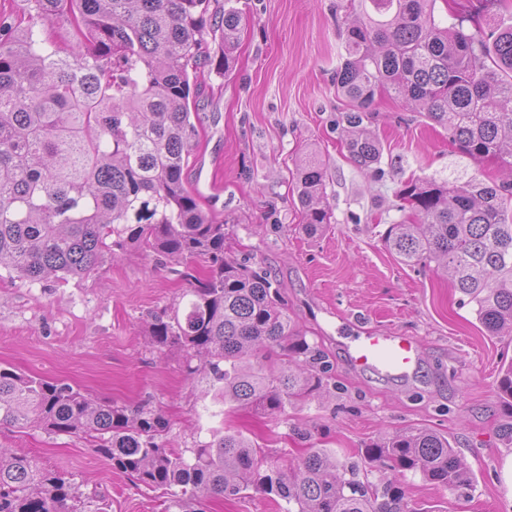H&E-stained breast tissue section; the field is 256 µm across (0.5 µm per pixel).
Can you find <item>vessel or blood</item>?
<instances>
[{
	"instance_id": "b4317fda",
	"label": "vessel or blood",
	"mask_w": 512,
	"mask_h": 512,
	"mask_svg": "<svg viewBox=\"0 0 512 512\" xmlns=\"http://www.w3.org/2000/svg\"><path fill=\"white\" fill-rule=\"evenodd\" d=\"M349 358L361 370L407 380L413 378L421 365V347L410 336L369 332L351 337Z\"/></svg>"
}]
</instances>
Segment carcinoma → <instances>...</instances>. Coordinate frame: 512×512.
Masks as SVG:
<instances>
[{
    "label": "carcinoma",
    "mask_w": 512,
    "mask_h": 512,
    "mask_svg": "<svg viewBox=\"0 0 512 512\" xmlns=\"http://www.w3.org/2000/svg\"><path fill=\"white\" fill-rule=\"evenodd\" d=\"M28 18L0 20V269L29 282L89 275L129 249L203 256L169 312L152 317L159 349L182 352L188 378L204 368L222 403L271 417L330 385L333 363L306 339L260 268L224 251V225L203 210L183 172L208 39L232 64L241 17L209 0H29ZM336 70L350 102L338 125L350 159L382 173L384 147L367 128L384 93L448 129L463 156L495 159L508 180L412 176L399 220L382 235L407 266L431 262L473 305L491 336H512V24L466 29L435 18L436 0H359ZM68 29L66 55L41 35ZM327 170L310 160L297 197L306 229L331 223ZM0 424L83 434L112 468L180 509L248 490L286 512H419L397 479L418 473L451 492L472 473L448 437L421 428L336 459L330 448L272 456L238 431L216 429L191 448L167 447L171 421L148 403L94 400L67 383L0 367ZM380 462L393 476H369ZM0 512H80L65 474L0 448Z\"/></svg>",
    "instance_id": "cac0c4a2"
}]
</instances>
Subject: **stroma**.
Listing matches in <instances>:
<instances>
[{
  "instance_id": "stroma-1",
  "label": "stroma",
  "mask_w": 512,
  "mask_h": 512,
  "mask_svg": "<svg viewBox=\"0 0 512 512\" xmlns=\"http://www.w3.org/2000/svg\"><path fill=\"white\" fill-rule=\"evenodd\" d=\"M359 0H230L242 20L230 71L205 67L193 122L198 143L184 179L205 210L223 221L233 256L263 268L309 341L330 356L335 387L270 419L217 402L206 375L188 379L177 349L148 336L152 315L169 309L188 276L187 260L131 250L92 275L29 284L0 270V365L64 381L96 399L149 401L172 421L168 445L189 448L227 425L274 455L301 456L292 430L337 453L392 434L430 428L448 437L473 474L460 497L418 475L404 479L414 506L439 512H512V447L497 382L512 343L487 335L472 305L436 265L410 267L383 245L399 219L395 193L411 175L497 181L496 161L462 157L448 132L401 100L376 98L369 125L384 146L382 178L359 169L336 122L348 109L336 90L346 29ZM465 27L512 24V0H456ZM326 166L332 219L321 232L303 224L296 182L309 155ZM421 343L418 376L397 381L348 362L351 323ZM66 473L84 512H161L162 491L113 469L80 435L0 426V448Z\"/></svg>"
}]
</instances>
